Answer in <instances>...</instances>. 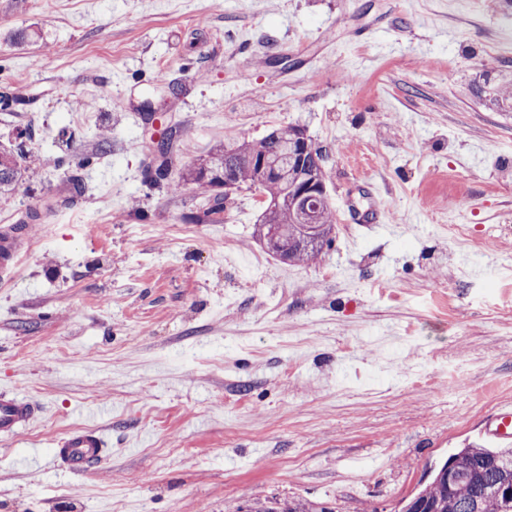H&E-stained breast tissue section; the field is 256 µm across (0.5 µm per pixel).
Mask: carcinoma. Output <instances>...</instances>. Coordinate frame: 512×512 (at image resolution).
Masks as SVG:
<instances>
[{"label":"carcinoma","mask_w":512,"mask_h":512,"mask_svg":"<svg viewBox=\"0 0 512 512\" xmlns=\"http://www.w3.org/2000/svg\"><path fill=\"white\" fill-rule=\"evenodd\" d=\"M512 81L485 72L473 94L496 108L509 107ZM299 127L276 128L256 143L226 145L215 149L174 180L165 173L153 183L171 192L188 182L204 195L203 216L219 221L224 211V178L236 186L245 184L260 195L259 236L272 255L293 263H308L318 257L330 241L336 214L329 202L322 149H299ZM257 148L264 158L260 175L247 159ZM19 148L0 149V196L11 194L21 180ZM317 179L318 197L312 206L320 210V221L306 229L296 222L287 204L296 184ZM249 512H327L300 500L257 499ZM401 512H512V448H484L469 444L433 470L430 480L411 498L403 501Z\"/></svg>","instance_id":"obj_1"}]
</instances>
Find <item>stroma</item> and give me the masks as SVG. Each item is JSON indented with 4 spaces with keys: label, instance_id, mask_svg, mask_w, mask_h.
Returning <instances> with one entry per match:
<instances>
[{
    "label": "stroma",
    "instance_id": "obj_1",
    "mask_svg": "<svg viewBox=\"0 0 512 512\" xmlns=\"http://www.w3.org/2000/svg\"><path fill=\"white\" fill-rule=\"evenodd\" d=\"M0 0V144L32 176L0 225L39 211L0 282V390L39 406L0 438V512H246L257 498L399 512L512 400V111L480 104L512 69L500 0ZM26 31L25 43L10 35ZM177 95L153 92L157 75ZM172 173L297 125L325 149L333 242L282 262L259 198L202 220ZM112 146L100 154L98 128ZM87 185L68 204L72 178ZM371 183L385 221L348 222ZM103 430L94 472L50 464ZM512 85L509 79H505L504 75H493L491 72H485L482 82H478L472 88L473 94L484 99L489 105L496 108H510L509 101L512 95L508 94V87Z\"/></svg>",
    "mask_w": 512,
    "mask_h": 512
}]
</instances>
